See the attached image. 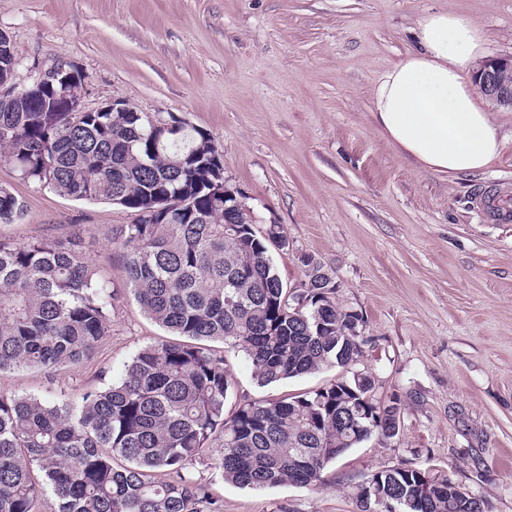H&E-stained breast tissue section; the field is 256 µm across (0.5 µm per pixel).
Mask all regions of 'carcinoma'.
<instances>
[{
	"label": "carcinoma",
	"mask_w": 512,
	"mask_h": 512,
	"mask_svg": "<svg viewBox=\"0 0 512 512\" xmlns=\"http://www.w3.org/2000/svg\"><path fill=\"white\" fill-rule=\"evenodd\" d=\"M10 41L0 35V79L17 80ZM45 87L0 104V156L24 181L55 193L138 212L120 230L124 285L172 341L149 343L107 387L78 403L0 393V512H223L194 464L213 447L224 480L241 488L320 487L332 448L372 437L403 416L404 400H382L358 365L364 343L348 333L336 282L302 256L305 279L290 288L270 247H288L279 224L258 229L243 208H224L222 154L188 126L169 139L160 114L64 112ZM187 194L197 216L157 211L161 194ZM22 213L0 188V224ZM114 292L81 255V235L11 244L0 240V372H53L90 357L108 333ZM224 348L243 354L258 385L340 370L330 384L292 396L225 404L234 379ZM383 423L357 435L365 406ZM163 473L167 478L160 479ZM446 491L441 471L375 470L366 481L397 512H465V500L415 494L421 477Z\"/></svg>",
	"instance_id": "obj_1"
}]
</instances>
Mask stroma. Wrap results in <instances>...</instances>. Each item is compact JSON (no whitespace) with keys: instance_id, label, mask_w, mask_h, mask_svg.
Wrapping results in <instances>:
<instances>
[{"instance_id":"1","label":"stroma","mask_w":512,"mask_h":512,"mask_svg":"<svg viewBox=\"0 0 512 512\" xmlns=\"http://www.w3.org/2000/svg\"><path fill=\"white\" fill-rule=\"evenodd\" d=\"M435 11L480 26L487 56L512 54V0H0L21 83L72 64L86 76V109L125 99L209 133L253 223L281 225L288 237L272 251L282 281L298 284L304 255L332 271L338 306L365 320L362 368L380 395L406 402L390 444L352 448L318 488L236 487L212 469L210 449L195 474L224 512H359L352 484L400 463L445 470L490 512H512V221L472 204L488 186L512 207V109L481 99L500 152L483 172L456 176L420 171L371 113L374 86ZM0 187L23 204L1 238L82 229L97 278L120 283L113 239L136 212L23 181L1 158ZM165 336L122 294L90 358L50 374L1 373L0 392L81 399ZM224 357L236 381L229 411L242 394L291 395L338 375L261 387L242 354Z\"/></svg>"}]
</instances>
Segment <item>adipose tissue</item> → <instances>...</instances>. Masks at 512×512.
I'll use <instances>...</instances> for the list:
<instances>
[{
	"instance_id": "1",
	"label": "adipose tissue",
	"mask_w": 512,
	"mask_h": 512,
	"mask_svg": "<svg viewBox=\"0 0 512 512\" xmlns=\"http://www.w3.org/2000/svg\"><path fill=\"white\" fill-rule=\"evenodd\" d=\"M412 38L414 50L372 90L377 125L427 171L483 172L500 148L498 127L470 80L486 53L483 30L465 16L435 12L418 22Z\"/></svg>"
}]
</instances>
